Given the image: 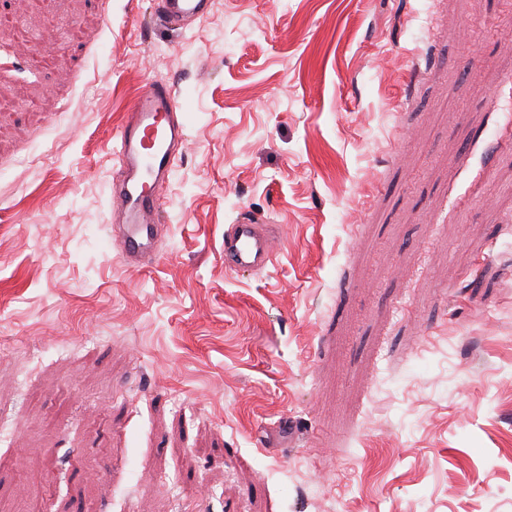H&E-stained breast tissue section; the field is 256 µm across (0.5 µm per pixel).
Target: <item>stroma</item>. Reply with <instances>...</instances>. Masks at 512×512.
<instances>
[{"label": "stroma", "instance_id": "1", "mask_svg": "<svg viewBox=\"0 0 512 512\" xmlns=\"http://www.w3.org/2000/svg\"><path fill=\"white\" fill-rule=\"evenodd\" d=\"M154 7L0 0V512H512V12ZM154 81L187 141L130 267L107 143ZM157 15L167 26H186L202 20L208 12L209 0H158ZM277 250L263 224L241 222L224 231V267L233 272L256 273L273 264Z\"/></svg>", "mask_w": 512, "mask_h": 512}]
</instances>
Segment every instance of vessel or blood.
<instances>
[{"mask_svg":"<svg viewBox=\"0 0 512 512\" xmlns=\"http://www.w3.org/2000/svg\"><path fill=\"white\" fill-rule=\"evenodd\" d=\"M209 5L210 0H157V15L165 25L186 26L202 20ZM178 112L173 89L153 83L134 98L116 134L119 169L112 182L110 210L118 220L113 233L124 264L136 267L159 257L164 222L160 199L186 141ZM276 250L263 225L243 222L224 231V266L230 271L265 270L273 264Z\"/></svg>","mask_w":512,"mask_h":512,"instance_id":"obj_1","label":"vessel or blood"}]
</instances>
